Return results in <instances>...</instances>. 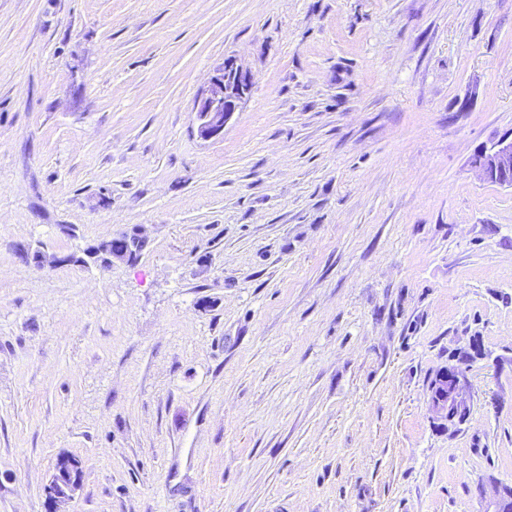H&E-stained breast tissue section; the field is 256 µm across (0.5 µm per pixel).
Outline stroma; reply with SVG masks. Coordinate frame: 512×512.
I'll return each mask as SVG.
<instances>
[{"label": "stroma", "mask_w": 512, "mask_h": 512, "mask_svg": "<svg viewBox=\"0 0 512 512\" xmlns=\"http://www.w3.org/2000/svg\"><path fill=\"white\" fill-rule=\"evenodd\" d=\"M254 76L223 139L194 102ZM512 0H0V512H486L512 483ZM136 264L35 265L119 231ZM471 414L428 386L472 339ZM476 166L486 180L512 188V138L504 137L480 152ZM79 488H80V481L75 479L73 482L68 484V486H66L64 491L61 492L56 480H54V474H53L52 479L46 488L47 497L49 498V500L51 501V503L53 505V509L51 512H61L59 510L58 506L60 504H65L67 502H70L74 498V496H75L76 492L79 490Z\"/></svg>", "instance_id": "obj_1"}]
</instances>
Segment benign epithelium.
<instances>
[{
	"label": "benign epithelium",
	"mask_w": 512,
	"mask_h": 512,
	"mask_svg": "<svg viewBox=\"0 0 512 512\" xmlns=\"http://www.w3.org/2000/svg\"><path fill=\"white\" fill-rule=\"evenodd\" d=\"M252 80V74L235 59L224 60L211 77L207 89L197 96L194 103L198 138L209 141L224 135V128L238 111L239 103L248 93ZM476 166L486 180L512 188V138L504 137L492 148L480 152ZM450 405L458 410L462 420H467L472 398L467 368L460 364H450L436 373L434 391L429 400L432 419L440 425L445 424ZM79 488L80 481L77 479L63 491L56 480H51L46 492L53 505L52 512H60L59 505L71 501ZM492 512H512V483L496 485Z\"/></svg>",
	"instance_id": "7a95c632"
}]
</instances>
